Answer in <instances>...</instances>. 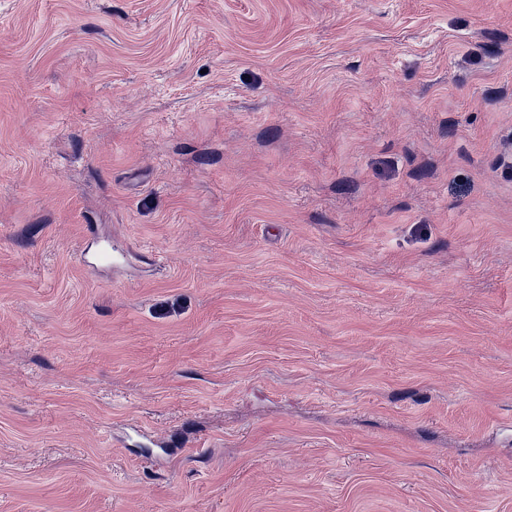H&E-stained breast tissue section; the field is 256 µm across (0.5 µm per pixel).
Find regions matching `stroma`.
Wrapping results in <instances>:
<instances>
[{
	"label": "stroma",
	"mask_w": 512,
	"mask_h": 512,
	"mask_svg": "<svg viewBox=\"0 0 512 512\" xmlns=\"http://www.w3.org/2000/svg\"><path fill=\"white\" fill-rule=\"evenodd\" d=\"M0 512H512V0H0Z\"/></svg>",
	"instance_id": "obj_1"
}]
</instances>
